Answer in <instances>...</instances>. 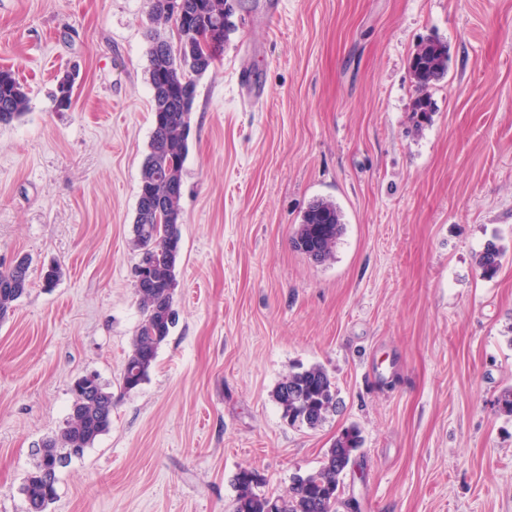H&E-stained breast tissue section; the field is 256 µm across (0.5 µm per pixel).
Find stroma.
I'll use <instances>...</instances> for the list:
<instances>
[{
    "mask_svg": "<svg viewBox=\"0 0 512 512\" xmlns=\"http://www.w3.org/2000/svg\"><path fill=\"white\" fill-rule=\"evenodd\" d=\"M232 2L190 114L178 321L126 392L149 34L173 29L152 0H0V68L28 96L0 124V263L32 259L0 322V512H27L34 450L86 372L112 385V425L59 470L49 512H232L239 470L284 494L353 425L338 512H512V0ZM428 37L448 72L421 124L409 62ZM320 198L345 224L322 264L292 243ZM315 365L337 408L289 425L273 391ZM504 256L503 247L495 241H488L477 256V265L481 274L486 278H493L501 268Z\"/></svg>",
    "mask_w": 512,
    "mask_h": 512,
    "instance_id": "stroma-1",
    "label": "stroma"
}]
</instances>
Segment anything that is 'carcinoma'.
<instances>
[{"label":"carcinoma","instance_id":"carcinoma-1","mask_svg":"<svg viewBox=\"0 0 512 512\" xmlns=\"http://www.w3.org/2000/svg\"><path fill=\"white\" fill-rule=\"evenodd\" d=\"M167 0H153L152 10L159 20H174L178 41L172 43L156 32L149 48V82L153 91V131L149 152L140 176L139 197L133 225V247L150 258L146 274L135 282V294L143 318L137 328L131 354L123 368L121 387L130 391L147 380L159 346L177 321L174 294L176 265L181 250L180 206L182 170L188 154L190 114L196 95V78L216 60L205 58L187 31L211 20L216 12L233 9L228 0H180L182 17L167 10ZM448 69L447 46L426 38L411 57V74L417 88L414 115L429 119L431 98L427 89ZM74 85L69 74L57 83L54 101L68 108ZM27 107V93L9 70H0V124L20 118ZM344 231L343 215L335 202L313 201L303 212L293 237V246L317 263L332 259ZM503 247L494 241L485 244L477 256L481 274L493 278L502 266ZM30 259L0 271V321L14 313L17 302L28 293ZM274 397L290 425L314 428L336 410V387L327 371L319 366L294 371L275 388ZM112 387L102 381L86 394H76L63 428L42 441L36 449L37 462L28 472L22 492L27 512H47L56 498V481L43 472V461H58L65 467L80 457L108 430L112 423ZM362 445L360 432L348 427L327 449L322 466L315 472L296 475L285 494L258 493L256 474L240 470L234 477L237 495L233 512H337L345 471Z\"/></svg>","mask_w":512,"mask_h":512}]
</instances>
